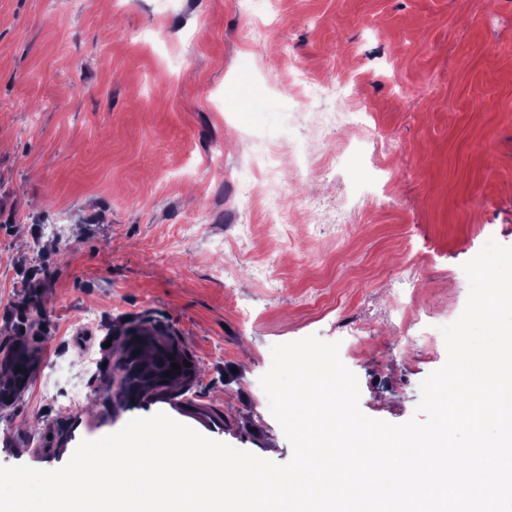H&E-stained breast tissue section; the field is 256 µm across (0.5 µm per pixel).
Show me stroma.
I'll list each match as a JSON object with an SVG mask.
<instances>
[{
	"label": "stroma",
	"mask_w": 512,
	"mask_h": 512,
	"mask_svg": "<svg viewBox=\"0 0 512 512\" xmlns=\"http://www.w3.org/2000/svg\"><path fill=\"white\" fill-rule=\"evenodd\" d=\"M258 16L273 28L256 43ZM298 67L346 82L391 153L370 159L296 115ZM291 142L344 165L305 182L318 209L290 208L253 252L274 255L275 287L224 276L214 245L233 230L246 153L258 184L268 146ZM373 182L384 206L354 213ZM341 213L352 220L339 229ZM491 238L512 247V0H0V359L20 350L31 364L0 408V466L61 468L81 441L158 412L287 463L259 379L272 346L335 341L323 315L336 307L339 326L368 330L350 367L361 411L406 422L446 362L439 328L466 306L462 266ZM408 261L410 310L435 314L427 346L393 313ZM135 325L196 363L187 391L118 396ZM48 376L86 400L46 397Z\"/></svg>",
	"instance_id": "stroma-1"
}]
</instances>
